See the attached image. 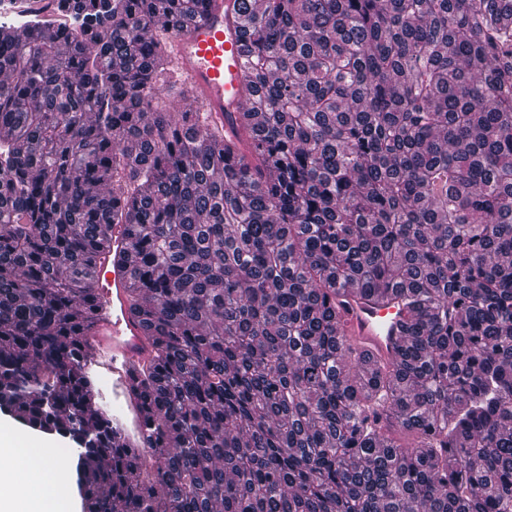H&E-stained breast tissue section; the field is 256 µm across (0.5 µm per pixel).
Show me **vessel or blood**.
Returning <instances> with one entry per match:
<instances>
[{"label":"vessel or blood","mask_w":512,"mask_h":512,"mask_svg":"<svg viewBox=\"0 0 512 512\" xmlns=\"http://www.w3.org/2000/svg\"><path fill=\"white\" fill-rule=\"evenodd\" d=\"M241 0H202L200 17L173 36L168 56L174 76L190 90L211 137L227 144L240 136L238 117L249 96L250 81L242 55ZM129 227L113 225L111 247L97 259L91 331L94 362L112 377V388L124 392L132 372L148 365L151 342L141 320L130 310ZM409 318L405 306L384 307L375 298L351 294L336 300L340 336L352 354H370L386 362L402 338L400 325Z\"/></svg>","instance_id":"vessel-or-blood-1"}]
</instances>
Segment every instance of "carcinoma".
<instances>
[{"mask_svg":"<svg viewBox=\"0 0 512 512\" xmlns=\"http://www.w3.org/2000/svg\"><path fill=\"white\" fill-rule=\"evenodd\" d=\"M199 16L0 26V411L69 441L83 512H512V0H241L235 161L165 112ZM114 224L153 339L133 441L88 371ZM354 289L411 313L366 374Z\"/></svg>","mask_w":512,"mask_h":512,"instance_id":"1","label":"carcinoma"}]
</instances>
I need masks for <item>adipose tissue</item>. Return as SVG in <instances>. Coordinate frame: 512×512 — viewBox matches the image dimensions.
I'll return each mask as SVG.
<instances>
[{"mask_svg": "<svg viewBox=\"0 0 512 512\" xmlns=\"http://www.w3.org/2000/svg\"><path fill=\"white\" fill-rule=\"evenodd\" d=\"M69 496L51 446L0 431V512H66Z\"/></svg>", "mask_w": 512, "mask_h": 512, "instance_id": "obj_1", "label": "adipose tissue"}]
</instances>
